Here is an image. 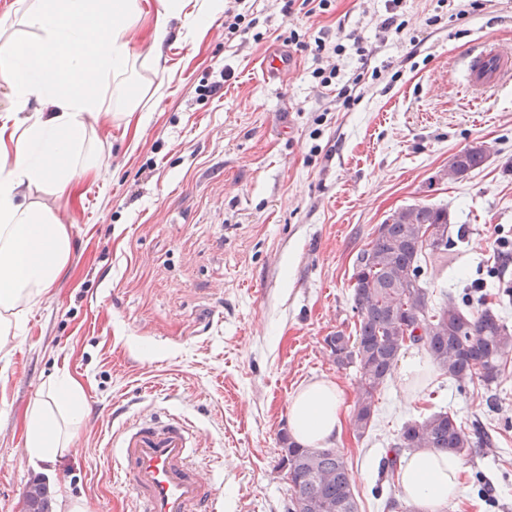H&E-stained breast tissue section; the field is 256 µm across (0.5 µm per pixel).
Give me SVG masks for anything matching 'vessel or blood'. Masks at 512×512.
<instances>
[{
  "label": "vessel or blood",
  "mask_w": 512,
  "mask_h": 512,
  "mask_svg": "<svg viewBox=\"0 0 512 512\" xmlns=\"http://www.w3.org/2000/svg\"><path fill=\"white\" fill-rule=\"evenodd\" d=\"M465 89L483 99L512 79V50L489 40L461 61ZM200 450L191 425L179 420L137 422L114 446L117 483L134 496L135 512H213L214 485L195 459Z\"/></svg>",
  "instance_id": "1"
}]
</instances>
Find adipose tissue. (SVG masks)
Listing matches in <instances>:
<instances>
[{"label":"adipose tissue","mask_w":512,"mask_h":512,"mask_svg":"<svg viewBox=\"0 0 512 512\" xmlns=\"http://www.w3.org/2000/svg\"><path fill=\"white\" fill-rule=\"evenodd\" d=\"M139 0H18L0 18V84L11 105L0 116V342L22 334L27 307L53 287L70 261L71 231L57 213L32 201L33 192L61 195L76 177L101 164L89 146L87 119L114 111H145L137 80L156 59L132 52ZM44 104L29 112L31 102ZM14 131L5 141L6 131ZM342 388L315 381L291 404L294 438L320 447L343 430ZM85 412L83 391L70 375L55 376L30 409L26 454L50 461L68 447ZM463 460L435 450L414 452L401 480L406 496L437 512L464 494Z\"/></svg>","instance_id":"adipose-tissue-1"}]
</instances>
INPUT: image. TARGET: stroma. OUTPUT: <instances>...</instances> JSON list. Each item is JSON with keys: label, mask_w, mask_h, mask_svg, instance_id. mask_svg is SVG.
<instances>
[{"label": "stroma", "mask_w": 512, "mask_h": 512, "mask_svg": "<svg viewBox=\"0 0 512 512\" xmlns=\"http://www.w3.org/2000/svg\"><path fill=\"white\" fill-rule=\"evenodd\" d=\"M155 2L142 0L132 42L161 55L142 77L147 109L90 120L100 170L46 199L71 226L69 265L27 309L23 335L0 347V512H24L40 478L84 512H134L114 482L110 437L152 416L192 421L216 512H287L277 464L293 397L329 380L345 393L343 415L356 400L355 369L337 366L325 339L354 330L350 277L376 226L397 208L433 204L465 228L453 277L439 255L425 256L438 272L433 300L495 268L512 282V263L498 268L493 250L512 247V84L478 102L455 69L476 41L512 44V0H479L461 17L447 0H402V41L380 28L386 0H333L292 19L280 0H235L263 33L257 43L229 34L221 13L193 28L202 0H184L157 39ZM293 27L307 50L288 46ZM351 37L382 75L347 97L311 73L332 62L341 78L355 72L353 50L332 52ZM318 39L326 51H315ZM273 48L291 61L277 83L261 71ZM226 66L223 89L199 96ZM477 142L492 148L486 163L443 178L449 157ZM503 367L492 396L435 370L387 379L369 431L348 426L332 443L360 512H386L400 494L380 462L405 422L439 410L492 437L465 456L466 497L442 512H512V354ZM62 372L82 384L85 418L69 448L35 467L27 413Z\"/></svg>", "instance_id": "35a3bbf8"}]
</instances>
